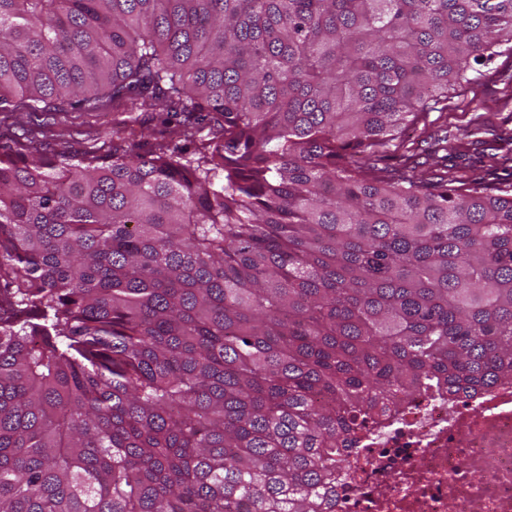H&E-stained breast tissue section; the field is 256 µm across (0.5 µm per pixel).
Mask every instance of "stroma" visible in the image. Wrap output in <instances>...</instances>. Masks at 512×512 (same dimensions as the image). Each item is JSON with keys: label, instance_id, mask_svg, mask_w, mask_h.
<instances>
[{"label": "stroma", "instance_id": "1", "mask_svg": "<svg viewBox=\"0 0 512 512\" xmlns=\"http://www.w3.org/2000/svg\"><path fill=\"white\" fill-rule=\"evenodd\" d=\"M505 129H512V55L507 53L480 68L474 83L449 88L447 111L429 113L412 124L407 136L423 169L444 164L450 176L494 186L512 183V144L503 145L493 161L484 157V144ZM111 135V113L57 112L40 133L36 149L48 156L65 147L80 150ZM445 141L456 146V153L443 154Z\"/></svg>", "mask_w": 512, "mask_h": 512}]
</instances>
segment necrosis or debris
Here are the masks:
<instances>
[{
    "label": "necrosis or debris",
    "instance_id": "1",
    "mask_svg": "<svg viewBox=\"0 0 512 512\" xmlns=\"http://www.w3.org/2000/svg\"><path fill=\"white\" fill-rule=\"evenodd\" d=\"M332 512H512V385L419 392L336 464Z\"/></svg>",
    "mask_w": 512,
    "mask_h": 512
}]
</instances>
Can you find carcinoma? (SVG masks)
I'll return each instance as SVG.
<instances>
[{
	"label": "carcinoma",
	"instance_id": "cac0c4a2",
	"mask_svg": "<svg viewBox=\"0 0 512 512\" xmlns=\"http://www.w3.org/2000/svg\"><path fill=\"white\" fill-rule=\"evenodd\" d=\"M512 51V0H0V512H328L421 390L512 383V184L403 129ZM112 113V109L99 113L55 112L50 125L38 135L37 150L33 152L49 156L64 147L83 149L99 138L112 140ZM27 114H0V134L4 141L8 139L25 141L24 129L29 122Z\"/></svg>",
	"mask_w": 512,
	"mask_h": 512
}]
</instances>
